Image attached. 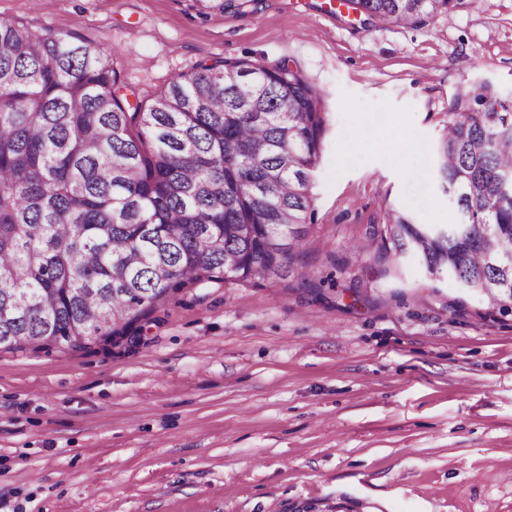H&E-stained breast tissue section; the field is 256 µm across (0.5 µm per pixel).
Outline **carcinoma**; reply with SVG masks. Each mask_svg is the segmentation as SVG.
Here are the masks:
<instances>
[{
    "mask_svg": "<svg viewBox=\"0 0 512 512\" xmlns=\"http://www.w3.org/2000/svg\"><path fill=\"white\" fill-rule=\"evenodd\" d=\"M455 0H344L388 25ZM430 148L454 224H385L384 265L408 254L512 312V105L463 95ZM325 128L285 60L198 63L145 105L71 32L0 18V351L134 342L187 288L294 273L314 216Z\"/></svg>",
    "mask_w": 512,
    "mask_h": 512,
    "instance_id": "1",
    "label": "carcinoma"
}]
</instances>
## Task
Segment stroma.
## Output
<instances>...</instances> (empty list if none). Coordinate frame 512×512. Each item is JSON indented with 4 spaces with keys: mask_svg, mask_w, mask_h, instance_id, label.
<instances>
[{
    "mask_svg": "<svg viewBox=\"0 0 512 512\" xmlns=\"http://www.w3.org/2000/svg\"><path fill=\"white\" fill-rule=\"evenodd\" d=\"M72 32L150 103L196 64L285 59L326 112L311 246L276 285L180 293L130 347L0 351V512H512V313L413 257L381 274L387 215L451 224L405 155L456 96L512 102V0L422 25L332 0H0Z\"/></svg>",
    "mask_w": 512,
    "mask_h": 512,
    "instance_id": "35a3bbf8",
    "label": "stroma"
}]
</instances>
